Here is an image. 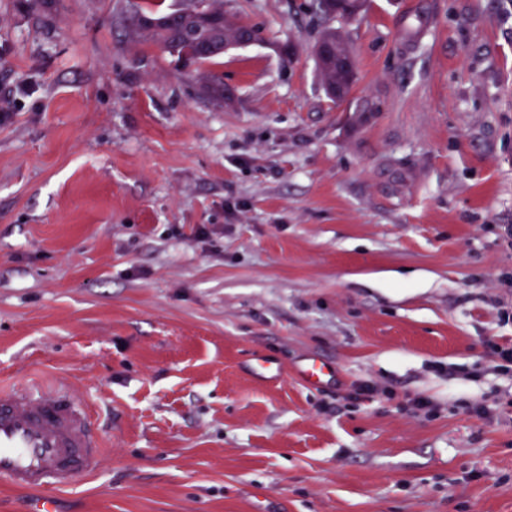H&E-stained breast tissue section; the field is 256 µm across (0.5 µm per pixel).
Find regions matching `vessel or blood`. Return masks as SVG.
<instances>
[{
  "label": "vessel or blood",
  "mask_w": 512,
  "mask_h": 512,
  "mask_svg": "<svg viewBox=\"0 0 512 512\" xmlns=\"http://www.w3.org/2000/svg\"><path fill=\"white\" fill-rule=\"evenodd\" d=\"M332 368L309 360L297 369L310 385H320ZM100 442L89 415L60 390L37 396L0 389V482L37 491L29 512H56V491L93 473Z\"/></svg>",
  "instance_id": "b4317fda"
}]
</instances>
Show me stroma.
Masks as SVG:
<instances>
[{
	"mask_svg": "<svg viewBox=\"0 0 512 512\" xmlns=\"http://www.w3.org/2000/svg\"><path fill=\"white\" fill-rule=\"evenodd\" d=\"M141 3L0 0V385L101 439L58 512H512V0H223L204 64ZM146 3L137 12L133 19L132 32L139 42L158 44L171 57L182 59L185 42L190 39H199L206 42L210 52L201 55L197 61L205 63L224 54V50L233 46H245L244 43L254 41L255 31L247 26L238 31V37L242 44L235 42L232 33L237 23H241L234 15L224 13L220 0H208L207 7L215 15L224 18V23L216 26H199L195 18L199 11V3L204 0H186L187 4L170 12H165L157 0H145ZM145 15H152L159 19V22L152 26H143L141 19ZM171 15H178L166 22ZM242 24V23H241ZM225 28V33H224ZM336 33L335 31L327 30L326 34ZM324 35V36H325ZM316 44L314 51L326 53L331 50L333 39L330 35H327ZM338 41L336 44V65L333 61L328 59L319 58L316 55L317 68L322 80L323 87L336 85L341 89V94L337 97L339 101L343 100L348 94L351 84L355 76V60L352 55V50L348 42L339 33H336ZM345 57L347 59V67H340L337 64V60ZM298 376L310 385L318 386L333 374L332 368L317 360H309L296 369Z\"/></svg>",
	"mask_w": 512,
	"mask_h": 512,
	"instance_id": "35a3bbf8",
	"label": "stroma"
}]
</instances>
